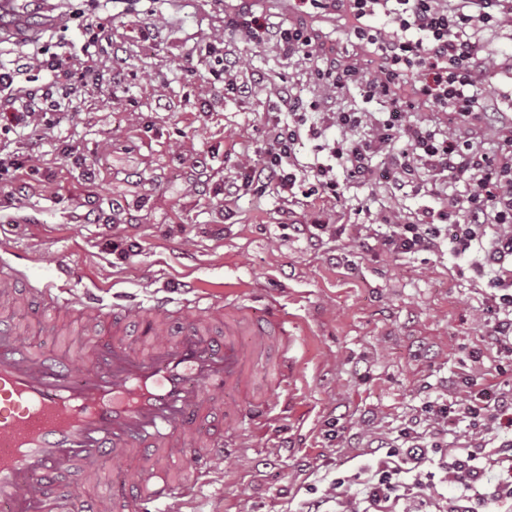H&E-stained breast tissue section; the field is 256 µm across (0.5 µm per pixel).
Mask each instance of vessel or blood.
<instances>
[{"label": "vessel or blood", "instance_id": "obj_1", "mask_svg": "<svg viewBox=\"0 0 512 512\" xmlns=\"http://www.w3.org/2000/svg\"><path fill=\"white\" fill-rule=\"evenodd\" d=\"M172 303L165 296L132 308L113 305L112 338L96 345L95 369L83 375L26 347L0 321V512H72L55 476L82 460L85 481L97 483L99 457L134 448L151 459L137 472L143 494L132 512H156L183 491L169 476L172 449L203 448L193 461L197 470L223 457V442L202 426L212 404H223L229 426L264 419L251 370L268 350L287 352L286 316L269 317L263 327L243 304L198 295L183 300L185 330L173 341L161 327ZM131 319L151 337L148 351L126 344L122 329ZM209 322L223 323V338L208 335Z\"/></svg>", "mask_w": 512, "mask_h": 512}]
</instances>
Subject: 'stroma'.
<instances>
[{
    "label": "stroma",
    "mask_w": 512,
    "mask_h": 512,
    "mask_svg": "<svg viewBox=\"0 0 512 512\" xmlns=\"http://www.w3.org/2000/svg\"><path fill=\"white\" fill-rule=\"evenodd\" d=\"M271 26L315 28L313 70L274 43L235 34L236 0H13L0 33V61L50 46H80L83 19L109 29L81 77L70 65L25 71L37 91L65 103L59 123L0 130V150L32 157L34 171L0 180V260L22 272L0 319L33 348L92 367L110 322L86 328L79 305L41 292L66 283L103 303L172 296L233 302L256 318L271 307L288 319L287 385L269 389L270 422L233 427L241 446L194 476L182 512H300L335 476L369 463V439L390 442L429 401L464 390L471 350L494 316L467 276V257L440 250L415 257L367 247L356 227L384 206L411 217L434 206L425 192L396 189L386 168L367 183L342 180L338 199L308 196L304 167L316 142L297 148L301 192L224 184L265 147L266 122L290 91L316 94V68L371 71L335 15L301 17L291 0H256ZM37 16L45 32L29 30ZM225 42L242 75L264 81L249 98L214 79L207 45ZM329 229L311 235L314 221Z\"/></svg>",
    "instance_id": "stroma-1"
}]
</instances>
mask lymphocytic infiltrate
Segmentation results:
<instances>
[{"label":"lymphocytic infiltrate","instance_id":"obj_1","mask_svg":"<svg viewBox=\"0 0 512 512\" xmlns=\"http://www.w3.org/2000/svg\"><path fill=\"white\" fill-rule=\"evenodd\" d=\"M300 11L330 10L346 26L361 50L375 64L373 73L358 69L318 71L321 92L310 106L285 97L287 120L267 124L266 143L246 182L274 186L291 194L299 167L297 148L303 140H318L336 127L340 139L329 145V162L310 164L315 188L327 196L338 194L337 174L360 181L371 180L372 159L390 156L398 187L415 186L430 192L437 208L407 219L382 210L378 225L385 231L379 247L399 255H421L448 246L470 257L469 269L485 280L484 303L495 318L488 346L499 360L467 375L466 397L429 402L420 410L421 420L432 430L423 436L414 427L401 429L398 439L371 447L375 459L364 474L333 479L336 512H396L400 500L424 485L423 466L437 461L453 493L450 512H477L472 491H481L498 512H512V388L500 389L487 400L486 384L512 377V84L498 98L485 95L492 80L484 62L488 56L486 34L512 37V0H293ZM231 26L245 36L262 39L272 35L289 56L311 60L313 38L298 28L271 29L251 6L235 14ZM355 85L366 100H393L408 87L414 100L433 111L468 123L482 114L497 117V139L489 146L444 126L430 128L420 122L396 128L387 119L365 112H328L336 90ZM61 103L54 90L21 108L0 114L11 126L54 122ZM367 138H357L362 126ZM422 179H415V172ZM453 226L444 233L443 223ZM468 423L478 433L467 446L448 445L449 423Z\"/></svg>","mask_w":512,"mask_h":512}]
</instances>
